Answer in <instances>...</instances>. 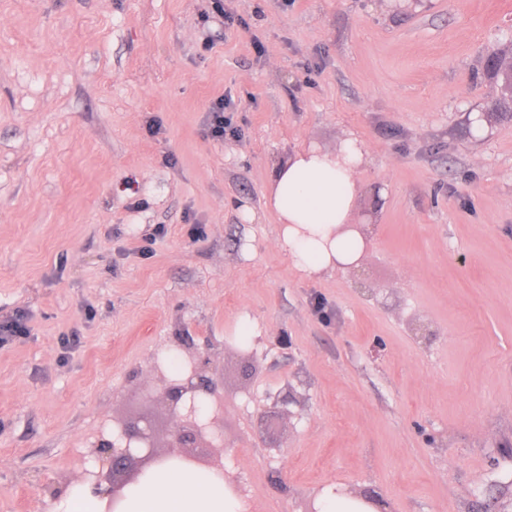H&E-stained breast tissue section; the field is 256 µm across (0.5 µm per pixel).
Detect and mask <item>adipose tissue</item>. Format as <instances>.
Wrapping results in <instances>:
<instances>
[{
  "mask_svg": "<svg viewBox=\"0 0 512 512\" xmlns=\"http://www.w3.org/2000/svg\"><path fill=\"white\" fill-rule=\"evenodd\" d=\"M364 152L345 137L333 152L294 151L279 163L267 185V203L278 220L277 237L294 264L313 277L355 263L363 238L340 232L349 223L361 194L357 171ZM48 512H244L224 475L178 459L146 468L118 501L74 481L50 501Z\"/></svg>",
  "mask_w": 512,
  "mask_h": 512,
  "instance_id": "obj_1",
  "label": "adipose tissue"
}]
</instances>
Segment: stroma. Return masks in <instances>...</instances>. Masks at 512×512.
Wrapping results in <instances>:
<instances>
[{"instance_id":"stroma-1","label":"stroma","mask_w":512,"mask_h":512,"mask_svg":"<svg viewBox=\"0 0 512 512\" xmlns=\"http://www.w3.org/2000/svg\"><path fill=\"white\" fill-rule=\"evenodd\" d=\"M224 8L0 0V320L29 330L0 342V512H46L117 420L165 440L143 394L185 344L211 354L248 512L330 486L382 512H512V120L478 121L512 0ZM224 94L241 135L215 139ZM347 136L368 240L309 278L265 190ZM237 104L231 95L216 98L208 107L209 124L208 131L214 138H224L226 135L239 136L238 129L233 126L230 116L225 112H235Z\"/></svg>"}]
</instances>
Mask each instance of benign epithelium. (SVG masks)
Here are the masks:
<instances>
[{"mask_svg":"<svg viewBox=\"0 0 512 512\" xmlns=\"http://www.w3.org/2000/svg\"><path fill=\"white\" fill-rule=\"evenodd\" d=\"M188 374L182 380H168L148 396L160 400L175 421L169 434L168 458L191 462L199 461L195 448H212V438L219 427V387L207 373V359L202 353H191L187 358ZM99 470L83 474L93 478L96 490L117 498L121 490L132 483L134 477H126L132 467L145 466L162 460L155 450L150 427L137 422L120 421L115 438L104 441L94 451Z\"/></svg>","mask_w":512,"mask_h":512,"instance_id":"1","label":"benign epithelium"}]
</instances>
